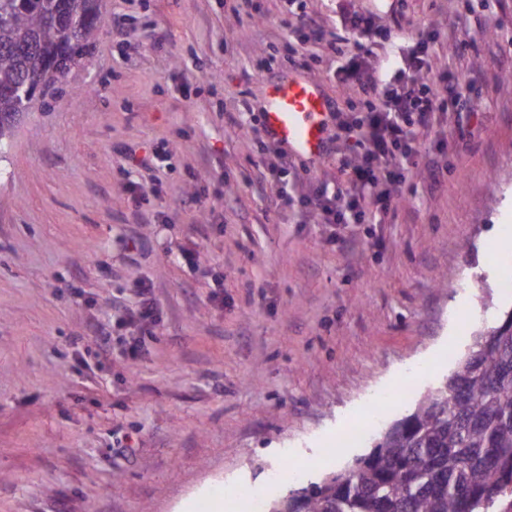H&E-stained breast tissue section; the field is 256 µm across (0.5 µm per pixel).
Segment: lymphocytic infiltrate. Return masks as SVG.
Listing matches in <instances>:
<instances>
[{
    "instance_id": "lymphocytic-infiltrate-1",
    "label": "lymphocytic infiltrate",
    "mask_w": 512,
    "mask_h": 512,
    "mask_svg": "<svg viewBox=\"0 0 512 512\" xmlns=\"http://www.w3.org/2000/svg\"><path fill=\"white\" fill-rule=\"evenodd\" d=\"M279 26L285 32L302 31L300 44L325 45L340 62L333 77L343 85L355 86L364 101L358 111L337 112L332 152L343 187L331 195L313 185L290 195L283 184L294 162L266 135L258 137L256 167L264 182L275 189L277 204L309 214L318 224H387L397 215V192L407 174L416 168H430L435 176L447 170L443 161L448 146L446 129L451 114L460 113L465 88H476L477 79L460 84L452 70L434 66L436 46L456 39V30L420 34L406 50L402 65L384 76L375 61L370 41L391 38L390 26L380 18L353 14L343 21L344 35L325 40L323 29L306 12L305 0H281ZM139 303L115 321L119 328L135 333L125 342L128 360H137L145 336L158 321L152 288L137 287ZM114 326V327H115Z\"/></svg>"
}]
</instances>
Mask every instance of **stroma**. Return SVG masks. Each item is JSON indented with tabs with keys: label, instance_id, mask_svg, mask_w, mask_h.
Masks as SVG:
<instances>
[{
	"label": "stroma",
	"instance_id": "obj_1",
	"mask_svg": "<svg viewBox=\"0 0 512 512\" xmlns=\"http://www.w3.org/2000/svg\"><path fill=\"white\" fill-rule=\"evenodd\" d=\"M103 0L84 65L38 100L0 159V512H250L285 453L308 481L347 468L369 393L398 377L378 431L445 381L477 330L512 312L489 243L512 230V0H306L412 32L469 31L436 65L478 73L473 135L433 184L412 170L390 224H302L254 166V131L283 73L358 105L320 46L290 61L279 0ZM128 17L126 50L112 19ZM233 112L240 126L225 123ZM159 152L160 169L128 161ZM159 185L145 224L128 186ZM193 262H186V254ZM222 274L223 302L213 301ZM151 283L159 322L137 361L96 325Z\"/></svg>",
	"mask_w": 512,
	"mask_h": 512
}]
</instances>
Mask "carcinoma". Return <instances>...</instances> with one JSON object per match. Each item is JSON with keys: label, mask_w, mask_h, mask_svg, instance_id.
<instances>
[{"label": "carcinoma", "mask_w": 512, "mask_h": 512, "mask_svg": "<svg viewBox=\"0 0 512 512\" xmlns=\"http://www.w3.org/2000/svg\"><path fill=\"white\" fill-rule=\"evenodd\" d=\"M101 0H0V139L101 32ZM512 313L473 336L453 374L371 451L265 512H512Z\"/></svg>", "instance_id": "1"}]
</instances>
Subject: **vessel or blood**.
<instances>
[{"label": "vessel or blood", "instance_id": "vessel-or-blood-1", "mask_svg": "<svg viewBox=\"0 0 512 512\" xmlns=\"http://www.w3.org/2000/svg\"><path fill=\"white\" fill-rule=\"evenodd\" d=\"M333 118L319 83L293 74L277 78L262 110L267 137L288 154L318 165L328 152L327 131Z\"/></svg>", "mask_w": 512, "mask_h": 512}]
</instances>
